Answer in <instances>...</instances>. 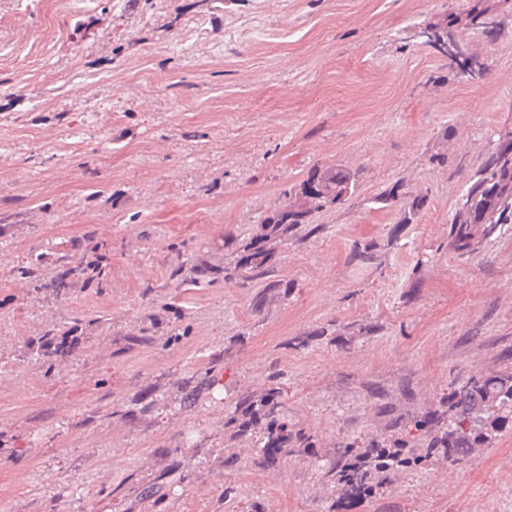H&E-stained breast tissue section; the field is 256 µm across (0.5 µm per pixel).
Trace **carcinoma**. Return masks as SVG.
I'll return each mask as SVG.
<instances>
[{"label": "carcinoma", "mask_w": 512, "mask_h": 512, "mask_svg": "<svg viewBox=\"0 0 512 512\" xmlns=\"http://www.w3.org/2000/svg\"><path fill=\"white\" fill-rule=\"evenodd\" d=\"M500 12H493L477 2L471 7L470 20L486 36L496 39L501 31ZM425 43L448 59V69L468 80L484 77L489 71L486 60L469 52L459 42L453 24L428 25L423 31ZM361 172L339 165L320 168L312 177L284 192L288 202L260 224L257 231L242 239L234 262L224 267V280L240 288L257 283L265 289L278 288L271 263L274 245L290 238L302 239L313 234V215L327 207L344 205L354 198ZM512 224V124L499 131V145L470 176L465 190L455 202L454 214L448 229L451 245L463 253H473L480 240L493 235L499 225ZM381 245L370 241L358 247L354 258L364 264L378 259ZM280 391L272 386L259 400L244 397L236 407V415L226 425L235 435L243 436L261 420L266 421L267 441L283 442L280 451L290 456L306 453L310 437L288 431V415L279 400ZM446 410L424 415L414 421L419 436L427 447L446 449L448 461L455 463L469 450L490 445L497 434L512 419V374L500 373L469 376L454 386L444 403ZM416 441L407 438L376 439L370 447L374 456L369 466L350 469L349 461L362 449L348 444L330 463L326 476L334 479L346 500H362L378 486L380 477L391 469L417 470L423 468L429 454L412 451Z\"/></svg>", "instance_id": "obj_1"}]
</instances>
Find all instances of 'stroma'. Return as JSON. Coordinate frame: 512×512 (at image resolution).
<instances>
[{"instance_id": "stroma-1", "label": "stroma", "mask_w": 512, "mask_h": 512, "mask_svg": "<svg viewBox=\"0 0 512 512\" xmlns=\"http://www.w3.org/2000/svg\"><path fill=\"white\" fill-rule=\"evenodd\" d=\"M473 2L0 0V512H342L337 448L512 373V224L471 254L448 240L512 120V15L491 41ZM449 16L480 80L417 37ZM335 164L362 169L357 195L277 249L282 287L196 280ZM397 182L425 200L414 223L369 204ZM98 254L100 285L80 273ZM275 372L309 453L225 425ZM350 512H512V424Z\"/></svg>"}]
</instances>
